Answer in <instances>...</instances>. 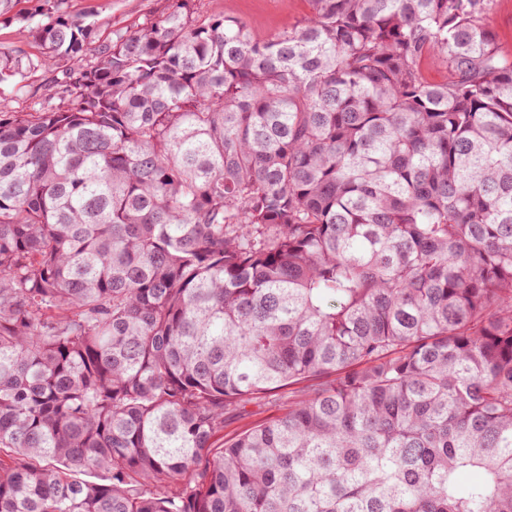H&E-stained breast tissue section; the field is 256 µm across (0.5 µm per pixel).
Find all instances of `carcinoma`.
I'll use <instances>...</instances> for the list:
<instances>
[{
    "instance_id": "carcinoma-1",
    "label": "carcinoma",
    "mask_w": 512,
    "mask_h": 512,
    "mask_svg": "<svg viewBox=\"0 0 512 512\" xmlns=\"http://www.w3.org/2000/svg\"><path fill=\"white\" fill-rule=\"evenodd\" d=\"M197 2L102 39L0 0L41 48L0 47V512H512L494 0H310L265 40ZM287 404L288 390H285L277 396L258 400L250 405L247 415H229L224 423V432L216 439L217 446H221L236 435L280 414Z\"/></svg>"
}]
</instances>
